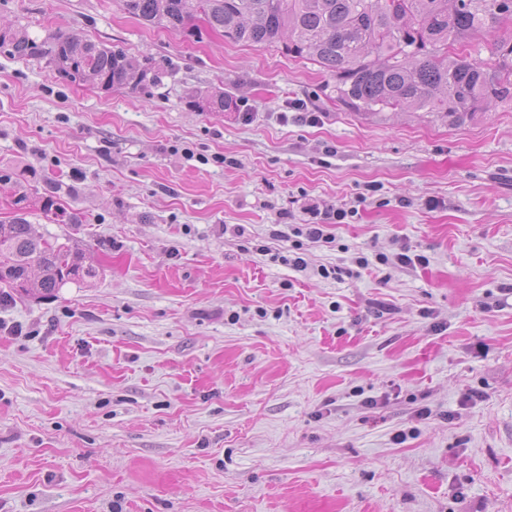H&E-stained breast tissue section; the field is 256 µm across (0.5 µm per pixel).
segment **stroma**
Masks as SVG:
<instances>
[{
	"instance_id": "35a3bbf8",
	"label": "stroma",
	"mask_w": 512,
	"mask_h": 512,
	"mask_svg": "<svg viewBox=\"0 0 512 512\" xmlns=\"http://www.w3.org/2000/svg\"><path fill=\"white\" fill-rule=\"evenodd\" d=\"M0 16L168 67L105 92L0 55V164L62 184L79 223L29 220L98 270L0 300V512H512V101L364 115L120 0ZM315 207L353 216L282 263ZM403 245L427 265L376 261ZM190 106L197 112H224L236 108V100L222 90L205 91L191 98Z\"/></svg>"
}]
</instances>
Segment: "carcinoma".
<instances>
[{
  "label": "carcinoma",
  "mask_w": 512,
  "mask_h": 512,
  "mask_svg": "<svg viewBox=\"0 0 512 512\" xmlns=\"http://www.w3.org/2000/svg\"><path fill=\"white\" fill-rule=\"evenodd\" d=\"M144 23L198 33L196 21L224 39L282 50L317 64L334 81L336 101L351 112H431L450 125L492 102L512 100V44L496 47L493 66L454 51V45L512 22V0H120ZM0 54L46 60L56 78L104 91L162 82L156 60L62 33L42 39L20 24L0 21ZM197 112H224L236 100L221 90L193 96ZM17 171L0 168V188L12 193L14 216L0 221V286L21 296L55 294L87 283L97 269L67 242L38 234L34 209L55 224H77L58 202L62 187L40 193Z\"/></svg>",
  "instance_id": "obj_1"
}]
</instances>
